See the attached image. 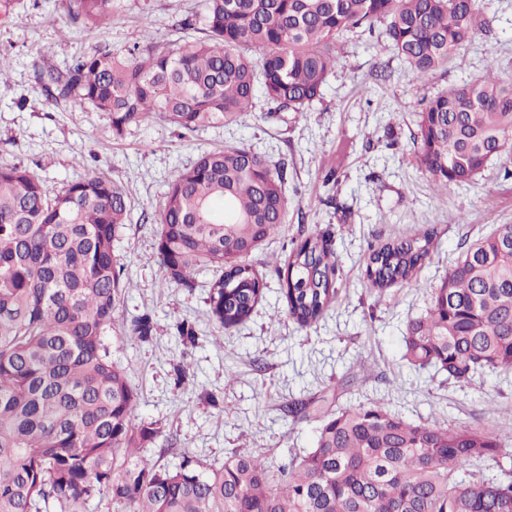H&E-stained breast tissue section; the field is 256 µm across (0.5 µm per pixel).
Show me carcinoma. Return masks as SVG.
<instances>
[{
    "instance_id": "1",
    "label": "carcinoma",
    "mask_w": 512,
    "mask_h": 512,
    "mask_svg": "<svg viewBox=\"0 0 512 512\" xmlns=\"http://www.w3.org/2000/svg\"><path fill=\"white\" fill-rule=\"evenodd\" d=\"M74 22L98 26L112 0H64ZM379 32L414 80L426 81L478 33L479 0H206L205 36L124 55L94 48L47 73L55 100L89 105L121 135L160 115L186 133L232 123L262 98L304 112L321 98L348 32ZM418 157L438 186L465 184L512 155V83L493 71L422 100ZM287 171L245 146L200 155L159 202L155 261L166 286L191 288L217 271L209 313L245 322L264 289L250 256L285 223ZM130 214L126 191L92 173L51 191L31 169L0 165V512H82L105 489L129 512H512V481L472 466L512 451L507 431L414 424L378 402L320 409L314 446L273 472L246 453L217 469L175 470L137 455L157 430L133 423L138 395L108 357L122 293L112 243ZM434 231L370 250L368 287H406L429 258ZM287 317L316 324L339 273L313 233L275 268ZM149 314L132 331L151 338ZM404 359L457 384L512 371V224L469 245L406 325Z\"/></svg>"
}]
</instances>
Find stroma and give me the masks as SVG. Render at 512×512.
<instances>
[{"instance_id": "35a3bbf8", "label": "stroma", "mask_w": 512, "mask_h": 512, "mask_svg": "<svg viewBox=\"0 0 512 512\" xmlns=\"http://www.w3.org/2000/svg\"><path fill=\"white\" fill-rule=\"evenodd\" d=\"M483 3L491 33L428 82L413 81L376 36L353 32L341 38L324 96L307 111L272 114L260 100L237 122L193 134L156 116L115 136L104 113L53 100L40 75L94 47L122 55L177 39V21L201 18L205 0H112L111 21L94 28L71 23L61 0H20L0 24V54L10 63V80L0 85V164H23L52 189L103 173L129 198L130 218L113 240L124 289L104 343L138 393L136 424L158 430L142 456L170 469L186 461L219 467L245 451L279 467L290 452L314 445L318 422L290 415L295 399L333 410L382 402L414 423L492 429L512 422V373L461 386L403 358L407 322L425 313L451 265L497 225L512 224L511 160L495 159L472 182L440 189L419 168L413 142L421 99L480 79L490 64L512 82V0ZM227 145L288 168L286 222L252 256L264 297L233 328L208 314L213 269H199L194 287L167 288L154 259L158 204L172 176ZM332 168L339 181L324 185ZM425 228L435 231L434 248L413 286L381 296L367 288L369 246ZM323 231L343 278L332 307L301 330L286 316L274 265L294 242ZM145 313L154 331L142 341L130 327ZM184 320L196 328L195 345L175 334ZM179 365L187 372L181 382Z\"/></svg>"}]
</instances>
